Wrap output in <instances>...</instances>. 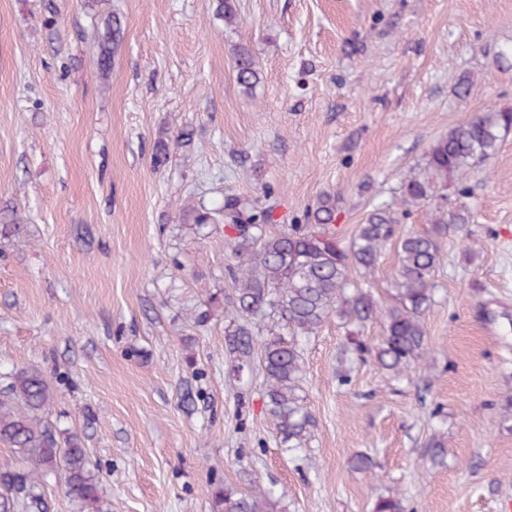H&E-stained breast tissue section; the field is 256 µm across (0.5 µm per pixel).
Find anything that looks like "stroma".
Listing matches in <instances>:
<instances>
[{"instance_id":"stroma-1","label":"stroma","mask_w":512,"mask_h":512,"mask_svg":"<svg viewBox=\"0 0 512 512\" xmlns=\"http://www.w3.org/2000/svg\"><path fill=\"white\" fill-rule=\"evenodd\" d=\"M233 4L228 24L214 0H0V213L29 239L0 237V373L51 382L47 418L82 438L103 512H214V479L270 491L274 512H371L389 494L413 512H512V131L456 183L471 238L440 242L419 366L345 363L336 313L303 339L316 428L295 452L207 305L234 294L227 232L187 219L267 193L277 233L328 193L349 241L436 139L512 108L497 56L512 0ZM243 48L260 66L249 95ZM237 83L246 92H251L259 82V71L252 55L248 51H240L236 61Z\"/></svg>"}]
</instances>
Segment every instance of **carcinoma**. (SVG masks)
I'll use <instances>...</instances> for the list:
<instances>
[{
  "instance_id": "obj_1",
  "label": "carcinoma",
  "mask_w": 512,
  "mask_h": 512,
  "mask_svg": "<svg viewBox=\"0 0 512 512\" xmlns=\"http://www.w3.org/2000/svg\"><path fill=\"white\" fill-rule=\"evenodd\" d=\"M112 26H107L97 69L112 65ZM237 83L251 92L259 82L252 55L238 54ZM512 130V109L489 107L469 122L448 131L429 147L425 164L410 171L402 185L400 207L384 203L371 210L344 245L335 228L336 200L322 196L296 224L277 234L269 194L246 201L227 196L214 208L193 210L197 228L218 222L232 232L228 246L237 259L230 267L236 301L232 320L242 324L231 332L242 336L246 353H256L264 377V411L281 443L290 451L311 439L315 420L301 396L304 361L299 338L317 332L334 310L349 321L364 323L382 316L383 336L370 345L352 338L344 354L359 360L370 355L384 370L401 373L424 356L427 346L425 314L434 301L439 266L438 238L448 232L468 236L470 211L465 203L448 207V180L489 162ZM430 206L431 227L423 233L396 237V227L414 207ZM396 242L397 266L393 303L380 309L372 295L349 278L353 269L375 273L382 250ZM259 336L252 341L251 335ZM53 389L37 368L16 369L0 385V443L27 465L23 471L0 473V512H44L43 491L61 475L68 493L84 508L100 502V488L87 448L72 434L61 437L46 419ZM216 512H271L268 497L242 494L221 481L211 488ZM373 512H408L404 500L381 496Z\"/></svg>"
}]
</instances>
